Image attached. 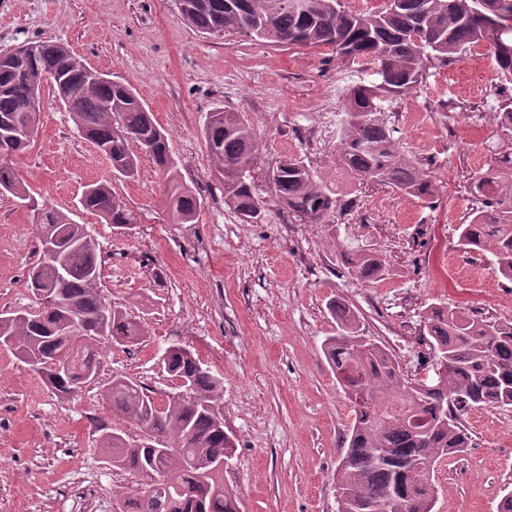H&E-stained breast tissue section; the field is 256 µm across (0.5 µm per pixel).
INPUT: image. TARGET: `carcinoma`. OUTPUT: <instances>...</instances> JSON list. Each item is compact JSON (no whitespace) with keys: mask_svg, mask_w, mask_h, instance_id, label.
<instances>
[{"mask_svg":"<svg viewBox=\"0 0 512 512\" xmlns=\"http://www.w3.org/2000/svg\"><path fill=\"white\" fill-rule=\"evenodd\" d=\"M290 0H176L184 21L205 35L241 33L270 42L325 48L341 58L376 65L383 86L355 84L343 97L346 120L340 131V161L355 178L387 186L422 201L437 186L423 164L400 152L395 127L383 102L417 89L435 64L445 65L461 51L487 43L498 75L512 81V0H501L503 26L486 20L484 0H387L368 13L347 11L339 0H307L295 11ZM43 87L70 112L78 131L111 163L115 176H137L140 157H152L166 175V194L176 224L197 219L200 201L177 171L168 138L153 113L128 82L98 74L60 42H37L31 54L0 61V194L21 202L32 196L9 158L34 141L28 125L29 96ZM498 127L512 134V98L498 100ZM215 179L224 204L243 219L265 204L267 187L292 224H327L339 199L330 195L304 162L288 158L270 164L244 113L210 112L203 128ZM474 207L458 227L459 245L488 251L500 275L512 281V150L492 158L472 179ZM79 204L114 228L134 222L122 198L107 181L85 186ZM37 253L28 272L33 295L49 291L54 303L0 322V339L24 354L60 397L96 384L105 344L136 346L145 341L144 323L115 308L105 314L100 293L102 258L98 244L68 214L34 209ZM56 258L46 261V246ZM348 272L361 280L385 275V260L372 251L353 250ZM330 313L336 335L322 344L342 389L360 391L354 422L336 469L338 512H433L434 472L440 459L465 453L471 436L464 417L487 407L512 406V319L489 322L454 309L427 307L424 333L432 351L433 375L413 383L394 354L359 329L355 314L334 301ZM167 370L186 378L192 399L169 396L157 407L146 388L128 377H114L102 392L112 411L132 423L134 433L97 427L98 444L112 466L149 479L147 489L126 496L122 512H240L224 485L221 463L233 441L217 423L224 386L200 359L182 347L167 348Z\"/></svg>","mask_w":512,"mask_h":512,"instance_id":"carcinoma-1","label":"carcinoma"}]
</instances>
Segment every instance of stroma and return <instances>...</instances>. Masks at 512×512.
Returning a JSON list of instances; mask_svg holds the SVG:
<instances>
[{
	"label": "stroma",
	"mask_w": 512,
	"mask_h": 512,
	"mask_svg": "<svg viewBox=\"0 0 512 512\" xmlns=\"http://www.w3.org/2000/svg\"><path fill=\"white\" fill-rule=\"evenodd\" d=\"M35 42L64 43L129 81L201 208L197 223H172L166 177L148 155L135 179L114 178L69 113L46 101L34 142L11 165L38 204L86 226L101 249L102 296L144 320L150 336L105 346L98 384L68 398L0 348V512H113L116 497L144 488L97 446L95 424L117 422L101 386L127 376L157 398L176 392L163 362L173 345L224 383V429L236 444L224 482L240 512H337L336 467L354 412L322 351L336 332L330 303L347 304L412 379L430 359V304L512 319V282L490 253L464 251L457 232L472 207L470 177L507 146L496 108L512 82L491 55L476 66L466 51L391 104L400 150L438 186L429 202L360 182L339 161L343 95L371 83L372 66L325 49L202 35L174 0H0V53ZM216 108L246 113L267 161L301 159L339 193L334 222L290 224L270 201L251 223L226 207L203 137ZM104 180L135 223L116 229L79 210L84 186ZM36 245L31 213L0 196V311L34 306ZM358 247L384 258L383 279L349 275ZM466 426L473 446L440 464L434 512H497L512 484V408L473 412Z\"/></svg>",
	"instance_id": "1"
}]
</instances>
